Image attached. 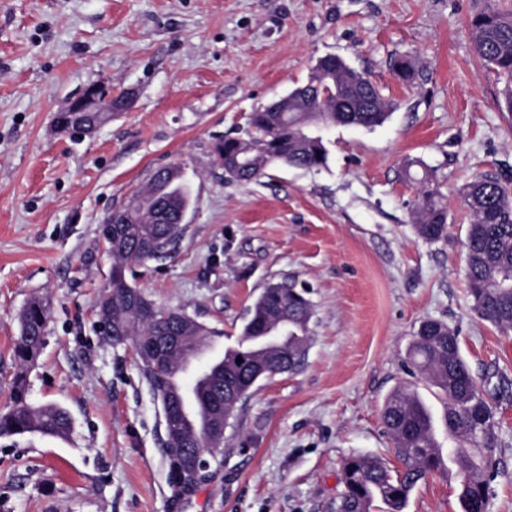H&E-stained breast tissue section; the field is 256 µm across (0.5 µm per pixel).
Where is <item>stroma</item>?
<instances>
[{
	"label": "stroma",
	"mask_w": 512,
	"mask_h": 512,
	"mask_svg": "<svg viewBox=\"0 0 512 512\" xmlns=\"http://www.w3.org/2000/svg\"><path fill=\"white\" fill-rule=\"evenodd\" d=\"M494 9L512 0H0V409L21 373L33 405L74 421L66 438L0 437V512H335L344 459L399 467L381 419L395 386L416 388L441 450L455 445L443 397L405 365L427 319L457 330L497 408L487 512H512V331L472 310L463 247V187L512 181V112L469 26ZM328 55L392 101L384 123L324 127L321 170L227 180L217 139ZM404 56L409 85L393 72ZM94 85L131 92L130 107L93 136L60 131L57 112ZM411 161L434 174L447 240L413 230ZM173 165L192 205L171 256L137 267L144 293L215 330L219 352L267 283L296 280L314 310L303 366L253 387L220 461L178 498L161 403L96 313L112 266L99 225ZM36 297L51 318L23 369L18 317ZM406 512H462L458 480L426 477Z\"/></svg>",
	"instance_id": "obj_1"
}]
</instances>
